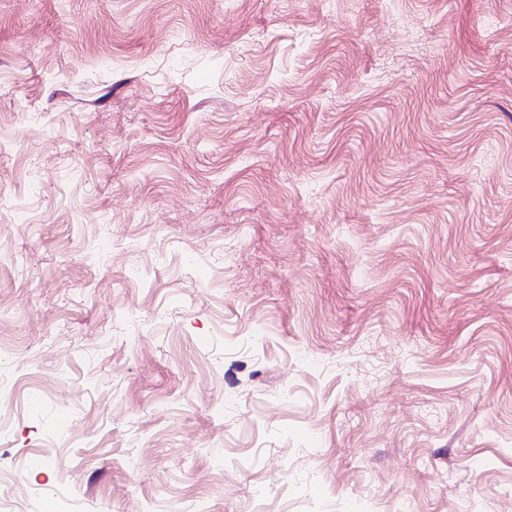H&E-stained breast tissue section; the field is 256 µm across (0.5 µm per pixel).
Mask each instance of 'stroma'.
Wrapping results in <instances>:
<instances>
[{
  "mask_svg": "<svg viewBox=\"0 0 512 512\" xmlns=\"http://www.w3.org/2000/svg\"><path fill=\"white\" fill-rule=\"evenodd\" d=\"M0 512H512V0H0Z\"/></svg>",
  "mask_w": 512,
  "mask_h": 512,
  "instance_id": "stroma-1",
  "label": "stroma"
}]
</instances>
